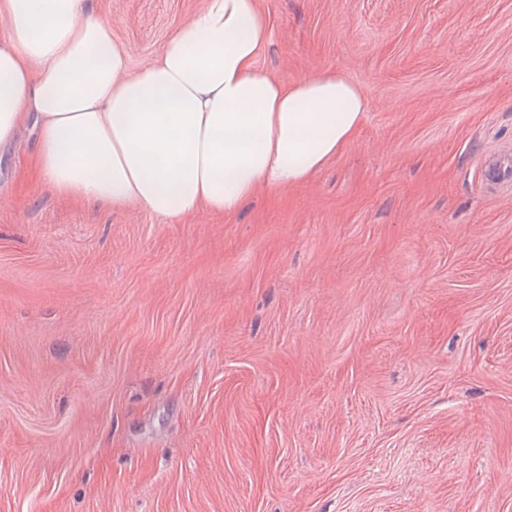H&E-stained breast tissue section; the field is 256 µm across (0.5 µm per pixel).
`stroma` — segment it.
Instances as JSON below:
<instances>
[{
    "instance_id": "35a3bbf8",
    "label": "stroma",
    "mask_w": 512,
    "mask_h": 512,
    "mask_svg": "<svg viewBox=\"0 0 512 512\" xmlns=\"http://www.w3.org/2000/svg\"><path fill=\"white\" fill-rule=\"evenodd\" d=\"M204 0H89L147 67ZM360 86L305 183L162 223L0 149V512H512V0H261Z\"/></svg>"
}]
</instances>
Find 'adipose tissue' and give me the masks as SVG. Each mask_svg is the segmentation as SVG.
I'll return each instance as SVG.
<instances>
[{"label":"adipose tissue","mask_w":512,"mask_h":512,"mask_svg":"<svg viewBox=\"0 0 512 512\" xmlns=\"http://www.w3.org/2000/svg\"><path fill=\"white\" fill-rule=\"evenodd\" d=\"M0 21V145L30 128L34 165L63 199L167 224L231 216L304 183L367 119L362 90L335 72L284 84L258 67L260 0H204L135 74L85 0H0Z\"/></svg>","instance_id":"1"}]
</instances>
